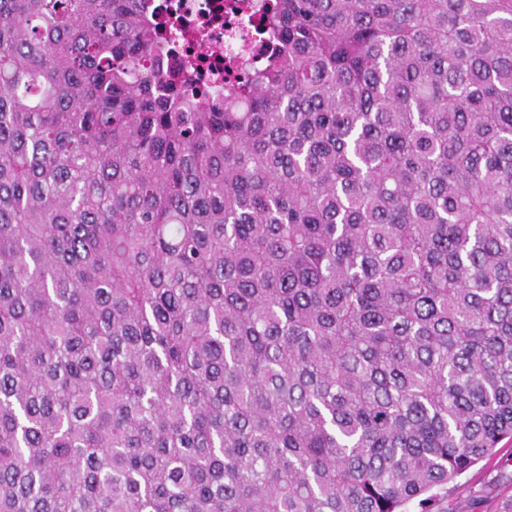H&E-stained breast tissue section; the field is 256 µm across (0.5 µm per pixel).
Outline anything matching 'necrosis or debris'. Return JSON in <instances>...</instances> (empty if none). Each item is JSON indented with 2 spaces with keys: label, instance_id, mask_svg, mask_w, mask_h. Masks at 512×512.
<instances>
[{
  "label": "necrosis or debris",
  "instance_id": "1",
  "mask_svg": "<svg viewBox=\"0 0 512 512\" xmlns=\"http://www.w3.org/2000/svg\"><path fill=\"white\" fill-rule=\"evenodd\" d=\"M175 28L203 26L202 39L173 36L174 52L194 57L201 86L231 90L265 64L270 41L257 30L267 0H158Z\"/></svg>",
  "mask_w": 512,
  "mask_h": 512
}]
</instances>
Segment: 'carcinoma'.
I'll use <instances>...</instances> for the list:
<instances>
[{
  "mask_svg": "<svg viewBox=\"0 0 512 512\" xmlns=\"http://www.w3.org/2000/svg\"><path fill=\"white\" fill-rule=\"evenodd\" d=\"M234 92L151 0H0V512H434L512 438V0H268Z\"/></svg>",
  "mask_w": 512,
  "mask_h": 512,
  "instance_id": "obj_1",
  "label": "carcinoma"
}]
</instances>
